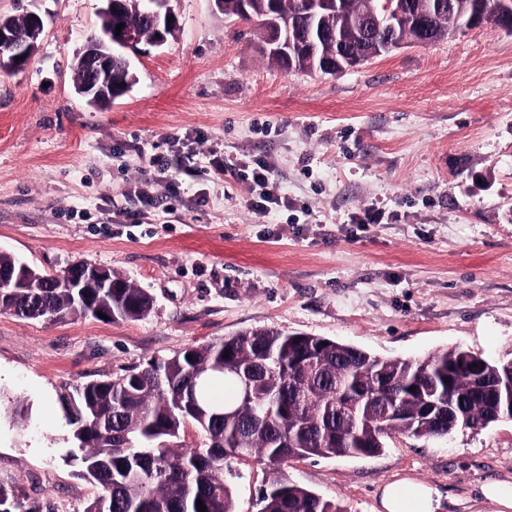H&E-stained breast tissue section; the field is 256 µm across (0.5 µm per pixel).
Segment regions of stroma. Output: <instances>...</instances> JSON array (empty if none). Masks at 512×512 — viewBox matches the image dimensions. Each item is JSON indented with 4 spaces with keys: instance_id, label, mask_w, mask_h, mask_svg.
Returning a JSON list of instances; mask_svg holds the SVG:
<instances>
[{
    "instance_id": "1",
    "label": "stroma",
    "mask_w": 512,
    "mask_h": 512,
    "mask_svg": "<svg viewBox=\"0 0 512 512\" xmlns=\"http://www.w3.org/2000/svg\"><path fill=\"white\" fill-rule=\"evenodd\" d=\"M101 6L0 0V15L44 21L29 65L0 72V250L112 269L154 308L133 322L0 313V486L82 512L97 489L69 455L61 393L255 327L408 360L512 351V34L485 24L334 76L287 72L255 24L171 0L174 38L131 54L136 84L101 109L72 72ZM152 157L169 172L147 205L133 189ZM224 157L272 162L289 206L253 211L258 187L218 171ZM281 472L345 512H373L403 472L435 485L443 512H478L480 484L512 475V421ZM269 476L232 462L237 512H258Z\"/></svg>"
}]
</instances>
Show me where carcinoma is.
Returning <instances> with one entry per match:
<instances>
[{
  "mask_svg": "<svg viewBox=\"0 0 512 512\" xmlns=\"http://www.w3.org/2000/svg\"><path fill=\"white\" fill-rule=\"evenodd\" d=\"M475 2L456 0L455 11L435 20L436 32L476 27ZM375 6L377 0H345V13L326 16L324 25L357 51L363 30L351 21ZM120 23L152 42L144 0H122L119 16H101V33L91 42L110 51L109 25ZM112 280L119 287L87 288L80 302L58 288L20 291L7 310L40 321L50 313L69 319L95 308L113 312L114 322L147 317L151 295L115 271ZM469 362L480 371H471ZM511 373V357L488 360L461 347L410 361L259 327L89 382L60 400L79 476L100 488L83 512H197L199 499L206 512H236L224 478L234 458L271 468L260 512H344L336 499L283 478L280 467L300 457L376 456L395 433L443 438L459 428L511 421L499 388ZM189 427L202 438L191 447L184 444ZM232 448L239 454L228 453ZM0 502L11 512L43 510L1 486Z\"/></svg>",
  "mask_w": 512,
  "mask_h": 512,
  "instance_id": "carcinoma-1",
  "label": "carcinoma"
}]
</instances>
